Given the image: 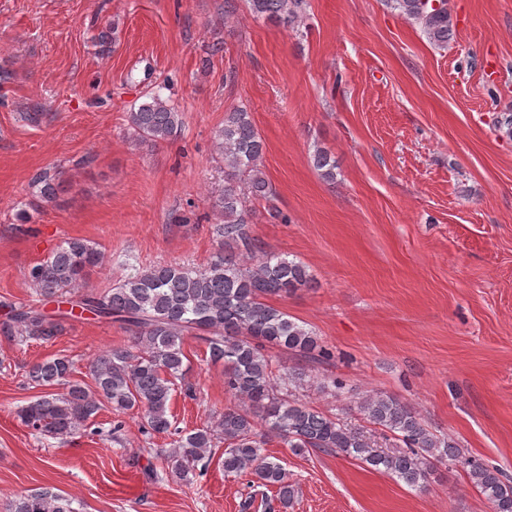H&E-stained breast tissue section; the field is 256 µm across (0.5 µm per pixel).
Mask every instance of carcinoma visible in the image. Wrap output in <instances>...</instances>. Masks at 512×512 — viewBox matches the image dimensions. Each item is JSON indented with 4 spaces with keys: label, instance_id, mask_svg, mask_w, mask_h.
Instances as JSON below:
<instances>
[{
    "label": "carcinoma",
    "instance_id": "obj_1",
    "mask_svg": "<svg viewBox=\"0 0 512 512\" xmlns=\"http://www.w3.org/2000/svg\"><path fill=\"white\" fill-rule=\"evenodd\" d=\"M247 3L254 17L285 27L300 22L307 6L306 0ZM387 3L420 24L431 43L446 47L453 38L448 8L431 7L426 0ZM181 125L179 109L157 91L127 112L130 134L148 146L168 141ZM216 140L224 169V185L214 200L220 215L214 226L218 245L203 264L133 265L106 291L85 292L90 273L104 265L105 252L86 240L69 238L30 268L28 278L37 300L7 305L1 337L17 343L53 341L78 307L119 324L129 340L89 363L93 391L74 378L76 361L68 355L32 365L25 375L27 384L58 392L21 407V422L43 438L66 440L108 406L118 414L137 412L149 434H166L172 427L169 402L176 386L185 381L184 339L193 336L205 345L209 361L224 367V391L241 404L225 407L212 423L157 451L179 478L188 480L198 467H206L212 448L222 443L224 474L250 475L258 485L275 488L277 501L286 509L295 496V485L279 460L261 452V437L271 435L295 452L343 453L414 489L424 487L436 464L449 462L465 471L492 512H512V479L501 469L466 455L455 441L431 432L401 400L376 394L359 402L365 421L398 441L384 448L369 431L349 424L344 413L320 411L296 398L294 391L306 382V372L274 362L266 348L277 347L309 362L325 359L329 353L313 330L291 319L271 300L312 287L314 277L302 262L266 251L253 235L254 203L266 202L272 221L285 223L287 217L271 205L274 192L263 170L264 143L250 112L238 108L227 113ZM314 163L324 180H336V164L327 151L316 149ZM33 184L46 202L56 201L71 187L57 169L37 174ZM45 302L56 303V310L46 312ZM10 512L78 509L71 500L44 488L17 497Z\"/></svg>",
    "mask_w": 512,
    "mask_h": 512
}]
</instances>
